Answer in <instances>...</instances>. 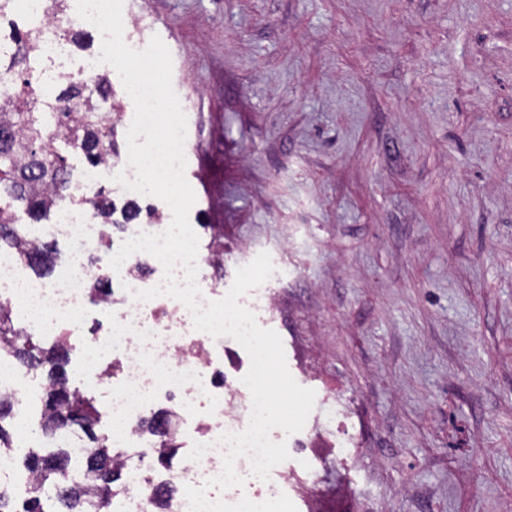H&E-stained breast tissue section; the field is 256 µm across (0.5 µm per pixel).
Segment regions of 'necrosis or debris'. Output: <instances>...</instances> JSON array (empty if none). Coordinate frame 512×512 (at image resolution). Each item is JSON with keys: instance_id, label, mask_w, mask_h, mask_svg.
<instances>
[{"instance_id": "necrosis-or-debris-1", "label": "necrosis or debris", "mask_w": 512, "mask_h": 512, "mask_svg": "<svg viewBox=\"0 0 512 512\" xmlns=\"http://www.w3.org/2000/svg\"><path fill=\"white\" fill-rule=\"evenodd\" d=\"M170 223L159 212L149 224L124 225L116 237L83 207L62 208L57 222L47 227L48 238L65 245L64 259L51 276L30 275L19 265L15 248L0 247V303L21 327L77 351L90 386L111 390L106 437L121 448L119 462L136 474L123 495V512H157L156 490L165 485H204L209 500L229 504L245 496L256 503L277 497L283 482L259 478L245 457L235 462L243 486L208 487L223 467L227 447L221 436L249 425L250 391L241 378L225 377L214 356L216 338L194 329L182 302L167 295L135 299V292L162 283L159 260L137 252L119 272L110 270L109 260L124 240L163 233ZM109 273L114 276L110 295L92 300L91 283ZM160 404L176 415L188 439L189 451L175 470L152 467L151 442L141 430Z\"/></svg>"}]
</instances>
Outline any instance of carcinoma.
Masks as SVG:
<instances>
[{"instance_id":"cac0c4a2","label":"carcinoma","mask_w":512,"mask_h":512,"mask_svg":"<svg viewBox=\"0 0 512 512\" xmlns=\"http://www.w3.org/2000/svg\"><path fill=\"white\" fill-rule=\"evenodd\" d=\"M28 22L27 27H13L14 50L8 60L0 58V65L7 64L11 87L6 103L0 105V243L6 245L24 237V231L15 222V205L22 206L32 221L39 222L62 200L58 187L67 182L66 159L46 145L52 129H59L61 140L82 153L92 166L115 154L114 126L99 112V101L114 97L108 75L98 74L88 83L74 82L66 76L65 88L54 102L46 101L32 66L40 60L37 41L42 21L30 18ZM56 255L52 247L43 244L34 250H23L20 261L24 267L46 275L54 268ZM2 337L16 338L11 353L22 365L47 369L42 434L54 436L56 418L74 412V426L87 437L89 445L81 459L72 457L68 448L25 449L23 463L35 475V482L20 511L12 504L8 490L0 488V512H29L31 507L38 512H97L101 498L98 464L113 463V454L107 438L95 433L99 412L93 401L60 385V381L67 379V348L62 344L42 347L39 337L15 325L7 313L0 311ZM11 421L12 399L0 396L1 448L13 447ZM76 463L84 467L90 486L82 493L70 488L66 495H58V485H72Z\"/></svg>"}]
</instances>
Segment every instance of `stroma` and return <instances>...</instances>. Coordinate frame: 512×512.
I'll use <instances>...</instances> for the list:
<instances>
[{
    "mask_svg": "<svg viewBox=\"0 0 512 512\" xmlns=\"http://www.w3.org/2000/svg\"><path fill=\"white\" fill-rule=\"evenodd\" d=\"M225 269L315 392L297 512H512V0H123Z\"/></svg>",
    "mask_w": 512,
    "mask_h": 512,
    "instance_id": "1",
    "label": "stroma"
}]
</instances>
